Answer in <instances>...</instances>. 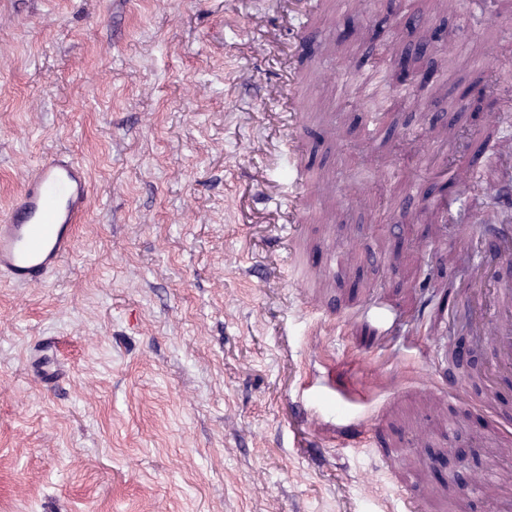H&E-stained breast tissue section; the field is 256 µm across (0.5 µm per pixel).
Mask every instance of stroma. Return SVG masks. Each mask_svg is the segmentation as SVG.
I'll list each match as a JSON object with an SVG mask.
<instances>
[{
  "instance_id": "35a3bbf8",
  "label": "stroma",
  "mask_w": 512,
  "mask_h": 512,
  "mask_svg": "<svg viewBox=\"0 0 512 512\" xmlns=\"http://www.w3.org/2000/svg\"><path fill=\"white\" fill-rule=\"evenodd\" d=\"M305 9L311 47L292 56L290 19ZM387 0H0V211L31 168L55 152L81 162L91 209L76 248L46 284L0 281V512H493L512 502V465L486 414L423 386L462 347L460 375L492 349L471 327L478 261L512 280V145L480 156L495 189L470 192L463 226L434 250L403 253L394 288L390 248L421 233L406 224L423 193L424 160L407 133L419 115L390 112L364 135L360 82L373 58L338 42L346 20L377 26ZM418 30L496 40L501 18L454 0H413ZM270 53H250L255 30ZM345 74L324 80L323 61ZM435 126L489 128L487 110L458 111L477 74L448 69ZM302 89V156L282 98ZM398 166V180L376 161ZM317 189L304 215L281 194L299 165ZM334 253L356 292L322 259ZM306 267L303 301L284 257ZM351 314L348 325L315 306ZM448 333L435 335L438 317ZM449 437L417 431L445 420ZM377 428L374 448L338 437ZM475 447L498 482L464 493L437 482L435 454Z\"/></svg>"
}]
</instances>
